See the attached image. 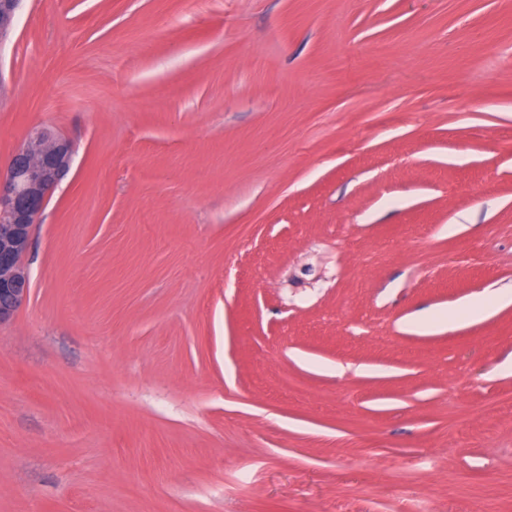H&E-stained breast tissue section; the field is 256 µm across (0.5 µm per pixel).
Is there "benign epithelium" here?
<instances>
[{
  "instance_id": "1",
  "label": "benign epithelium",
  "mask_w": 512,
  "mask_h": 512,
  "mask_svg": "<svg viewBox=\"0 0 512 512\" xmlns=\"http://www.w3.org/2000/svg\"><path fill=\"white\" fill-rule=\"evenodd\" d=\"M22 2L0 0V45L9 38ZM72 156L69 140L35 130L0 179V323L10 320L29 294L22 257L49 193L70 171Z\"/></svg>"
}]
</instances>
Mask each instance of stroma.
<instances>
[{
    "label": "stroma",
    "mask_w": 512,
    "mask_h": 512,
    "mask_svg": "<svg viewBox=\"0 0 512 512\" xmlns=\"http://www.w3.org/2000/svg\"><path fill=\"white\" fill-rule=\"evenodd\" d=\"M35 129L0 512H512V304L410 326L512 289V0H23ZM510 303H512V290H496L492 294L471 300L464 309L454 308L446 314L438 312L428 313L415 317L413 322L415 324H421L426 321L443 323L448 320L449 325L461 318L477 319L485 317L494 308L509 305Z\"/></svg>",
    "instance_id": "1"
}]
</instances>
